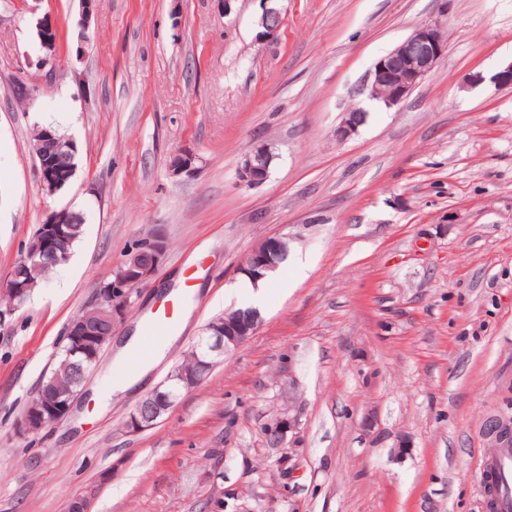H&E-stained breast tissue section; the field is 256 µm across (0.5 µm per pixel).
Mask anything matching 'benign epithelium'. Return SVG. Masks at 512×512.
<instances>
[{
	"instance_id": "1",
	"label": "benign epithelium",
	"mask_w": 512,
	"mask_h": 512,
	"mask_svg": "<svg viewBox=\"0 0 512 512\" xmlns=\"http://www.w3.org/2000/svg\"><path fill=\"white\" fill-rule=\"evenodd\" d=\"M280 0H261V13L256 26V39L270 42L277 38L282 26ZM37 35L45 50L44 64L55 56L56 27L48 19L37 23ZM447 48L445 27L440 21H425L388 54L374 65L370 84L364 92L391 108L425 79L434 69ZM365 113L349 110L335 130L336 140L344 142L358 132ZM32 146L33 158L43 190L54 194L65 188L70 170L71 156L76 144L52 128H38ZM275 154L266 144L255 145L242 156L238 169L239 183L249 189L263 186L269 179ZM200 156L195 149L185 146L173 157L171 171L175 176L191 178L199 169ZM83 216L67 207L52 211L43 221V231L38 235L32 250L25 252L13 266L8 283L17 297L24 296L31 288L30 276L41 263H64L70 257L73 227ZM293 236L270 237L255 246L240 268V274L257 282L279 268L287 259ZM166 255V242L158 233L139 239L125 258L112 269V281L106 288H98L94 299L73 316L66 328L73 346L69 357L71 368L81 373L84 362L105 348L112 339V331L125 319L129 308L139 298V290L154 277ZM262 322L256 311L227 310L212 319L204 329V343L193 347L194 364L188 369L177 364L166 379L144 396L129 416L126 429L138 433L151 428L175 405L182 392L202 384L227 354L237 350L253 336ZM77 393L43 390L20 420L19 426L28 435L51 429L70 413ZM484 437L496 448L512 447V417H495L484 426ZM96 490L71 500L68 512H91Z\"/></svg>"
}]
</instances>
